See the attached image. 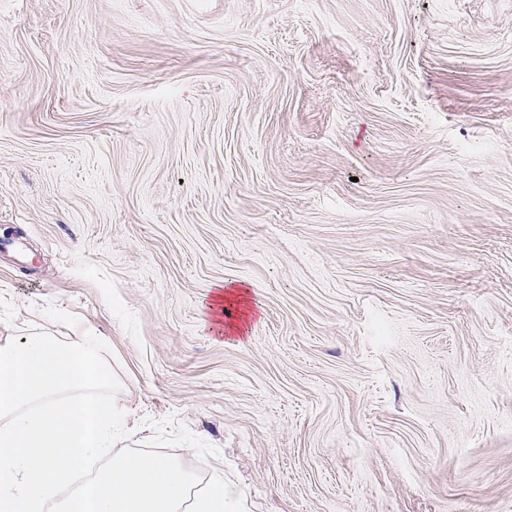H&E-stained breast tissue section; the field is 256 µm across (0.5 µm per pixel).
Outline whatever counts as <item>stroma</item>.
I'll use <instances>...</instances> for the list:
<instances>
[{
  "label": "stroma",
  "instance_id": "1",
  "mask_svg": "<svg viewBox=\"0 0 512 512\" xmlns=\"http://www.w3.org/2000/svg\"><path fill=\"white\" fill-rule=\"evenodd\" d=\"M88 325L247 512H512V0H0V342Z\"/></svg>",
  "mask_w": 512,
  "mask_h": 512
}]
</instances>
